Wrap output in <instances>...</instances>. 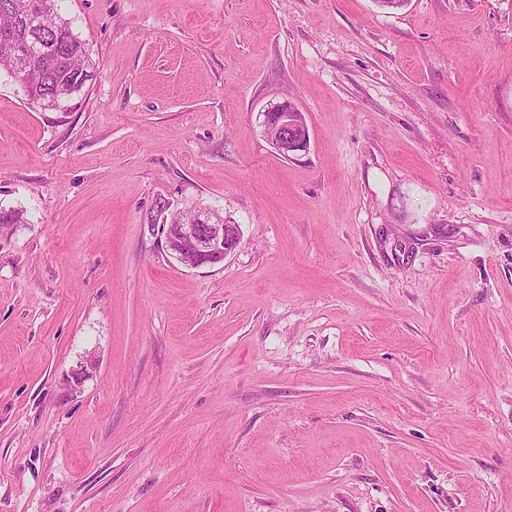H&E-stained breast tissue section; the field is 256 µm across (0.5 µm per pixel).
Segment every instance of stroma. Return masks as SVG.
Masks as SVG:
<instances>
[{"instance_id": "1", "label": "stroma", "mask_w": 512, "mask_h": 512, "mask_svg": "<svg viewBox=\"0 0 512 512\" xmlns=\"http://www.w3.org/2000/svg\"><path fill=\"white\" fill-rule=\"evenodd\" d=\"M61 14L79 94L0 71V512H512V0ZM160 196L237 249L179 264ZM288 101H283L264 114V129L278 153L287 158L305 154L310 146V137L302 112ZM273 132V136L268 134Z\"/></svg>"}]
</instances>
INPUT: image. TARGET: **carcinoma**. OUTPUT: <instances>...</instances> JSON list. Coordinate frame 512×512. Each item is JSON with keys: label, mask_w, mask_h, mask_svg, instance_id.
<instances>
[{"label": "carcinoma", "mask_w": 512, "mask_h": 512, "mask_svg": "<svg viewBox=\"0 0 512 512\" xmlns=\"http://www.w3.org/2000/svg\"><path fill=\"white\" fill-rule=\"evenodd\" d=\"M90 63L86 43L61 18L57 0H0V68L31 104L46 109L80 92ZM25 223L23 209H0L1 230Z\"/></svg>", "instance_id": "obj_1"}]
</instances>
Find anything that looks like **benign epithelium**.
<instances>
[{"label": "benign epithelium", "mask_w": 512, "mask_h": 512, "mask_svg": "<svg viewBox=\"0 0 512 512\" xmlns=\"http://www.w3.org/2000/svg\"><path fill=\"white\" fill-rule=\"evenodd\" d=\"M265 133L278 153L294 158L306 153L310 146L308 127L303 113L283 101L264 114ZM178 208L169 199H158L150 222L161 225L166 252L178 263L197 268L214 265L234 251L241 240L240 225L228 221L220 212L209 207L193 209V223L177 220Z\"/></svg>", "instance_id": "benign-epithelium-1"}]
</instances>
